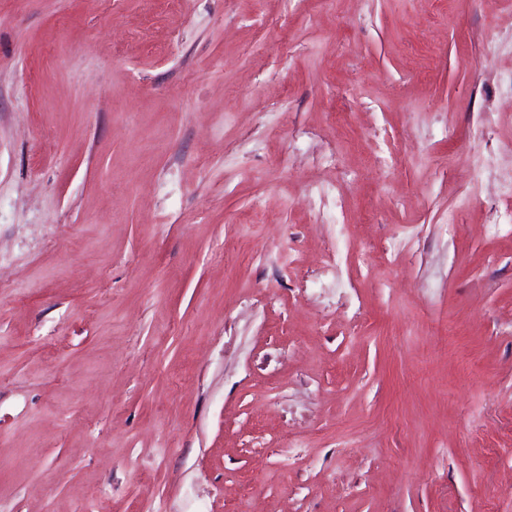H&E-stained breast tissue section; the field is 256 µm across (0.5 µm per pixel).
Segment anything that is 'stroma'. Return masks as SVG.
I'll use <instances>...</instances> for the list:
<instances>
[{"label": "stroma", "instance_id": "stroma-1", "mask_svg": "<svg viewBox=\"0 0 512 512\" xmlns=\"http://www.w3.org/2000/svg\"><path fill=\"white\" fill-rule=\"evenodd\" d=\"M509 183L512 0H0V512H484Z\"/></svg>", "mask_w": 512, "mask_h": 512}]
</instances>
